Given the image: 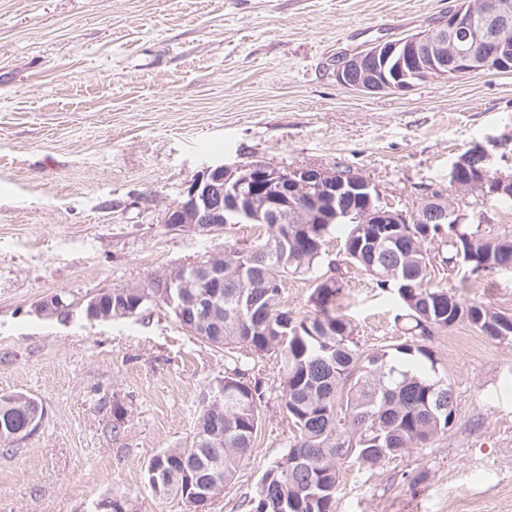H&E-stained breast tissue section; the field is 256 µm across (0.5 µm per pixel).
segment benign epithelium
Returning a JSON list of instances; mask_svg holds the SVG:
<instances>
[{"label":"benign epithelium","mask_w":512,"mask_h":512,"mask_svg":"<svg viewBox=\"0 0 512 512\" xmlns=\"http://www.w3.org/2000/svg\"><path fill=\"white\" fill-rule=\"evenodd\" d=\"M490 67L512 71V7L503 0H456L440 27L398 41H378L345 58L336 70L344 86L365 93L406 91L430 79L453 80ZM490 154L474 149L453 165L451 181L465 193L484 198L512 197V177L492 176ZM163 223L198 234L224 232L226 224H330L374 226L370 237L402 231V225L462 223V215L442 195L424 197L414 209L384 205L379 190L350 171L305 166L280 169L265 161L216 165L188 185L183 199ZM209 287H224L223 256L183 263L159 279L164 299L187 332L214 321L213 305L184 293L199 273Z\"/></svg>","instance_id":"obj_1"}]
</instances>
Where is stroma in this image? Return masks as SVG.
<instances>
[{
	"instance_id": "obj_1",
	"label": "stroma",
	"mask_w": 512,
	"mask_h": 512,
	"mask_svg": "<svg viewBox=\"0 0 512 512\" xmlns=\"http://www.w3.org/2000/svg\"><path fill=\"white\" fill-rule=\"evenodd\" d=\"M451 2L0 0V394L29 393L46 411L37 432L0 446V512H89L115 493L137 512H183L154 495L144 467L189 437L224 352L161 304L106 322L85 306L223 249V235L162 222L205 167L347 168L398 208L438 191L466 223L512 239V208L450 180L477 145L491 175H512V73L378 94L334 75L345 55L437 27ZM347 279L336 308L361 347L400 343L393 297L359 270ZM446 284L512 317V272ZM54 295L63 309L40 313ZM427 345L453 389V423L429 447L343 468L333 512H512V341L460 322ZM280 403L210 512H248L286 453Z\"/></svg>"
}]
</instances>
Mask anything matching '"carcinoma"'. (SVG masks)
Listing matches in <instances>:
<instances>
[{
    "label": "carcinoma",
    "instance_id": "carcinoma-1",
    "mask_svg": "<svg viewBox=\"0 0 512 512\" xmlns=\"http://www.w3.org/2000/svg\"><path fill=\"white\" fill-rule=\"evenodd\" d=\"M253 228L258 234L251 242L224 244V299L218 315L224 334H197L228 350L224 377L201 391L189 441L153 456L144 479L160 497H218L252 454L271 396L256 369L275 356L282 368L281 412L291 440L287 456L263 472L249 512H333L343 464L381 465L448 431V413L432 414L441 401L455 412L448 377L423 344L433 330L466 321L493 339L512 336L511 317L480 302H462L447 286L433 282L432 259L462 281L487 271H512V240L494 238L477 224L459 228L433 254L427 244L438 233L435 224L371 241L353 235L352 224H334L326 235L315 224ZM336 232L343 236L342 255L332 258L326 243ZM351 266L394 295L403 343L367 352L351 324L336 313ZM340 269L343 275H331ZM253 274L265 276L270 287L252 289L255 307L246 316V331L234 314L235 297ZM291 276L312 283L313 311L301 319L284 300V282ZM112 298L114 319L147 312L162 300L157 288H114ZM488 316L496 324L494 332L480 322ZM316 326L327 335H309L307 328ZM44 415L42 403L28 393L1 394L0 442L28 438V420Z\"/></svg>",
    "mask_w": 512,
    "mask_h": 512
}]
</instances>
